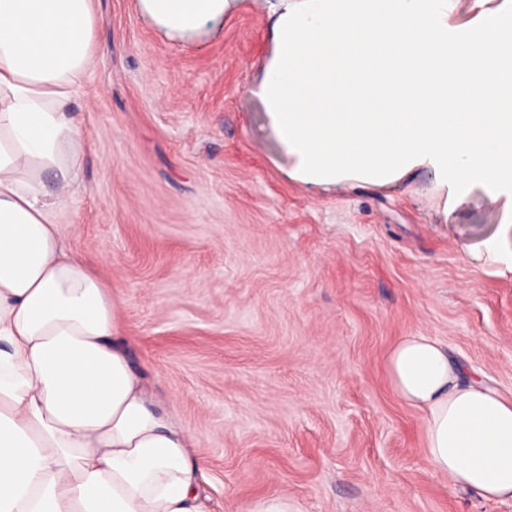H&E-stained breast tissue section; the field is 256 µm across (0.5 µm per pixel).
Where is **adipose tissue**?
<instances>
[{
	"label": "adipose tissue",
	"instance_id": "ef3b65f1",
	"mask_svg": "<svg viewBox=\"0 0 512 512\" xmlns=\"http://www.w3.org/2000/svg\"><path fill=\"white\" fill-rule=\"evenodd\" d=\"M195 34L237 0H139ZM273 0L255 90L292 178L387 185L419 167L500 200L477 254L512 272V0ZM91 0H0V512H209L192 436L129 357L112 287L64 246L87 134L64 110L91 50ZM56 180L54 192L43 185ZM433 470L512 499V398L428 336L389 352Z\"/></svg>",
	"mask_w": 512,
	"mask_h": 512
}]
</instances>
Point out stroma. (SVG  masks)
<instances>
[{"mask_svg": "<svg viewBox=\"0 0 512 512\" xmlns=\"http://www.w3.org/2000/svg\"><path fill=\"white\" fill-rule=\"evenodd\" d=\"M88 134L64 244L112 285L137 367L193 435L211 512L284 495L295 512H512L430 467L421 413L385 358L445 344L512 394V275L473 258L500 205L418 168L388 186L289 177L252 93L272 19L239 0L189 38L139 0H93Z\"/></svg>", "mask_w": 512, "mask_h": 512, "instance_id": "1", "label": "stroma"}]
</instances>
